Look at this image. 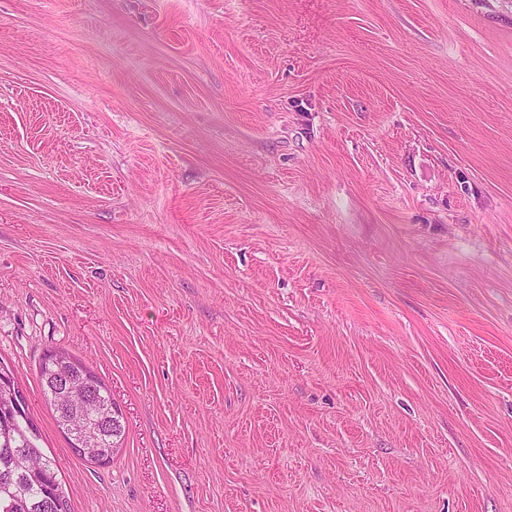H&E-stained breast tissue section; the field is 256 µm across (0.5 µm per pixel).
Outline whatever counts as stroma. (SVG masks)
<instances>
[{"instance_id": "stroma-1", "label": "stroma", "mask_w": 512, "mask_h": 512, "mask_svg": "<svg viewBox=\"0 0 512 512\" xmlns=\"http://www.w3.org/2000/svg\"><path fill=\"white\" fill-rule=\"evenodd\" d=\"M0 362L71 512H512V0H0ZM52 351H49L47 354H45L44 358L42 359L41 363L39 364V379L43 385V391L47 398V393H51V402L47 399L50 406L53 407V410L55 412V420L58 425V427L66 434L63 427V419L64 415L60 412V410L57 408V399L60 398V389H58L55 384L53 383L54 373L56 371V360L52 355ZM67 435V434H66ZM94 390L97 391V395H94ZM91 399L85 406L82 408L81 412L90 417L98 414L99 412H104L106 409V404H112V395L110 391L106 388V386L101 382V380L97 377V382L93 385V390L90 391ZM111 397V399H110ZM102 425H94L86 418L80 430H76L65 424V429L70 433L73 438L71 451L76 456H88L97 459L99 462L104 463L103 457L96 455L94 448H98L103 440Z\"/></svg>"}]
</instances>
